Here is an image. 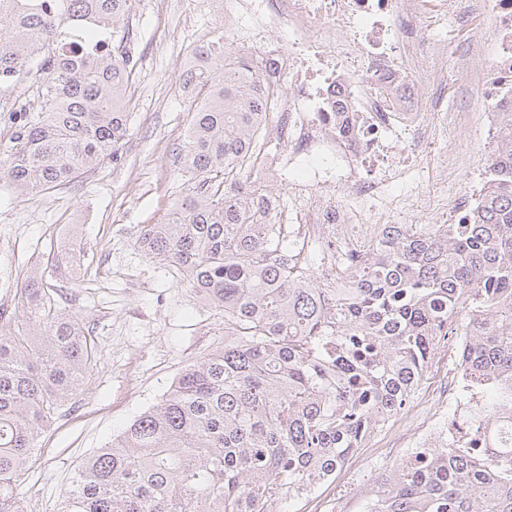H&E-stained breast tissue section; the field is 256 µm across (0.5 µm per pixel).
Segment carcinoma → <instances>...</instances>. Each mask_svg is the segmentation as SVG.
<instances>
[{
  "mask_svg": "<svg viewBox=\"0 0 512 512\" xmlns=\"http://www.w3.org/2000/svg\"><path fill=\"white\" fill-rule=\"evenodd\" d=\"M137 0H0V169L48 191L130 137ZM172 153L180 204L136 245L224 314V346L190 363L160 400L89 455L58 512H271L334 475L409 403L436 345L459 336L458 371L489 382L468 446L416 450L367 512H512V448L488 427L512 419V145L488 159L480 202L459 224H393L330 288L290 242L285 204L254 190L268 152L270 90L246 60L203 49ZM22 315L0 313V512L42 434L97 363L92 331L63 312L41 267L20 283Z\"/></svg>",
  "mask_w": 512,
  "mask_h": 512,
  "instance_id": "carcinoma-1",
  "label": "carcinoma"
}]
</instances>
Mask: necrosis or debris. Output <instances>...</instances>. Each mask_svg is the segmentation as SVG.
Masks as SVG:
<instances>
[{"label": "necrosis or debris", "mask_w": 512, "mask_h": 512, "mask_svg": "<svg viewBox=\"0 0 512 512\" xmlns=\"http://www.w3.org/2000/svg\"><path fill=\"white\" fill-rule=\"evenodd\" d=\"M213 35H232L251 50L261 78L287 86L276 98L266 133L280 150L252 168L256 185L287 186L295 206L290 235L320 245L322 271L354 265L383 225L397 223L400 204L388 188L409 179L407 157L427 156L462 114L441 96L438 49L426 32L420 0H206ZM490 8V38L468 47L483 56V92L492 140L505 135L497 99L512 84V0H441L446 16L466 23ZM282 35L275 44L274 35ZM415 63H402L406 54ZM304 178H296L297 170ZM337 187L341 196L330 195ZM466 440L459 421L434 416L412 438L414 448Z\"/></svg>", "instance_id": "1"}]
</instances>
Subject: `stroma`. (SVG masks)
I'll list each match as a JSON object with an SVG mask.
<instances>
[{"label": "stroma", "mask_w": 512, "mask_h": 512, "mask_svg": "<svg viewBox=\"0 0 512 512\" xmlns=\"http://www.w3.org/2000/svg\"><path fill=\"white\" fill-rule=\"evenodd\" d=\"M428 34L448 65L442 94L449 111L468 113L466 125L448 130V142L420 162L421 169L452 162L470 151L469 169L447 186L423 184L435 194L468 190L484 173V105L475 77L478 57L460 64L462 48L492 34L490 12L460 25L440 16L439 0H425ZM214 21L206 5L182 14L167 0H141L136 10L140 69L131 88V136L119 162L104 161L74 184L21 195L0 176V312L18 314L17 289L49 250L77 248L80 262L51 280L64 308L92 327L98 362L75 407L41 438L44 452L18 488L23 512H57L75 468L155 404L182 369L223 346L224 319L135 244L138 225L151 224L182 196L171 153L188 125L190 67L182 54L206 43ZM96 273L87 279L86 270ZM457 350L438 349L406 409L370 435L330 480L306 495L283 499L272 512H364L379 478L409 454L405 439L431 421L444 382L457 370Z\"/></svg>", "instance_id": "35a3bbf8"}]
</instances>
